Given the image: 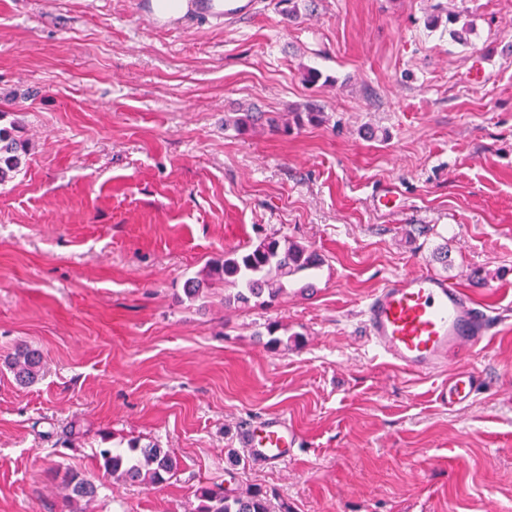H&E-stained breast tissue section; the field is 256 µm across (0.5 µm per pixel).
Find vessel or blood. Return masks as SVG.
I'll return each instance as SVG.
<instances>
[{
    "instance_id": "1",
    "label": "vessel or blood",
    "mask_w": 512,
    "mask_h": 512,
    "mask_svg": "<svg viewBox=\"0 0 512 512\" xmlns=\"http://www.w3.org/2000/svg\"><path fill=\"white\" fill-rule=\"evenodd\" d=\"M185 13L232 25L256 15L258 0H185ZM369 343L401 369L433 375L459 356L481 352L497 326L492 310L475 303L456 282L427 273L401 274L387 279L369 295L363 309ZM477 378L458 372L439 387L442 405L468 403ZM241 447L257 462L286 464L298 434L286 415L274 414L245 425Z\"/></svg>"
}]
</instances>
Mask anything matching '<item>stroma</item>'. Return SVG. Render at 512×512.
<instances>
[{"mask_svg": "<svg viewBox=\"0 0 512 512\" xmlns=\"http://www.w3.org/2000/svg\"><path fill=\"white\" fill-rule=\"evenodd\" d=\"M281 9L158 26L141 0H0V112L28 143L0 186V512H70L65 471L94 477L89 512H196L213 484L288 512H512V0ZM455 10L463 43L426 25ZM267 237L320 259L277 304L184 295ZM416 272L500 314L448 366L479 375L467 406L367 342L366 298ZM21 344L31 386L5 364ZM279 413L293 458L250 461L241 427ZM132 439L180 470L99 468ZM17 382L30 385L42 376L43 359L41 353L28 346L18 347L6 362ZM101 466L119 479L131 484L155 486L166 482L181 466L180 459L168 449L150 442L141 445L131 440L127 448H104Z\"/></svg>", "mask_w": 512, "mask_h": 512, "instance_id": "stroma-1", "label": "stroma"}]
</instances>
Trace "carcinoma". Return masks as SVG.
<instances>
[{"instance_id":"obj_1","label":"carcinoma","mask_w":512,"mask_h":512,"mask_svg":"<svg viewBox=\"0 0 512 512\" xmlns=\"http://www.w3.org/2000/svg\"><path fill=\"white\" fill-rule=\"evenodd\" d=\"M27 143L14 134V127L0 126V185L20 171ZM316 254L296 243H281L265 238L244 253H227L224 259L208 265L205 274L186 280L184 294L200 298L217 282L237 287L234 302L247 306L254 299L268 297L270 305L284 292L283 278L318 265ZM17 382L30 385L42 376L41 353L28 346L19 347L6 362ZM101 466L117 478L131 484L155 486L166 482L181 466L180 459L159 444H140L132 440L125 448L100 451ZM63 484L70 490L68 501L74 505L97 495V486L78 473L66 472ZM197 512H271L270 499L259 494L231 495L221 487L202 486L196 490Z\"/></svg>"}]
</instances>
